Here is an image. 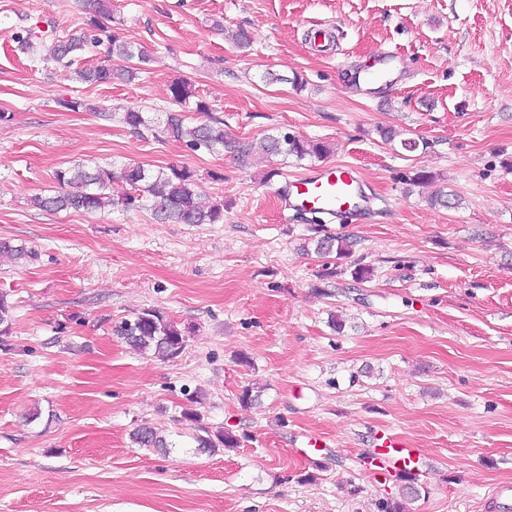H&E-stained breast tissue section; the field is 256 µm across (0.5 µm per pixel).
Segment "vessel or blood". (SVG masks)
<instances>
[{"instance_id":"1","label":"vessel or blood","mask_w":512,"mask_h":512,"mask_svg":"<svg viewBox=\"0 0 512 512\" xmlns=\"http://www.w3.org/2000/svg\"><path fill=\"white\" fill-rule=\"evenodd\" d=\"M366 197L357 170L346 164H327L287 181L284 211L338 218L361 208ZM377 453L389 465L418 470L420 453L405 441L385 435Z\"/></svg>"}]
</instances>
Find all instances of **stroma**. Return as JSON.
<instances>
[{"mask_svg": "<svg viewBox=\"0 0 512 512\" xmlns=\"http://www.w3.org/2000/svg\"><path fill=\"white\" fill-rule=\"evenodd\" d=\"M85 3L0 0V240L36 252L0 262L12 304L0 512H377L401 490L370 461L383 434L424 452L405 512H481L512 484V0H112L124 37L154 60L102 86L13 40L74 32ZM216 20L247 29L251 47L233 48ZM383 47L396 55L386 75L358 85ZM177 79L241 141L285 128L326 144L328 162L358 169L370 210L282 219L286 177L317 159L243 169L55 103L70 94L161 120ZM408 138L427 149L405 151ZM78 162L187 166L201 193L223 198L224 221L33 206ZM421 169L449 206L407 185ZM327 235L355 239L352 253L317 252ZM146 308L185 328L176 358L114 336ZM247 386L259 405L242 404ZM188 412L240 447L198 448ZM145 422L170 454L133 444Z\"/></svg>", "mask_w": 512, "mask_h": 512, "instance_id": "stroma-1", "label": "stroma"}]
</instances>
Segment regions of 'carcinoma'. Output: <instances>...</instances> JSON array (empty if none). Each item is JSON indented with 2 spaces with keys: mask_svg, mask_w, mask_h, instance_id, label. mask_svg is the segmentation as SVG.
Returning <instances> with one entry per match:
<instances>
[{
  "mask_svg": "<svg viewBox=\"0 0 512 512\" xmlns=\"http://www.w3.org/2000/svg\"><path fill=\"white\" fill-rule=\"evenodd\" d=\"M113 22L112 0H88V16L77 32L65 38L48 39L27 30L15 39L24 52L41 55L43 59L71 70L72 78L78 82L101 85L110 84L115 78L132 81L146 70L152 57L141 45L124 39L112 27ZM86 51L102 55V60L94 66L71 69L76 56ZM110 57L127 61L130 66L117 73L108 64ZM169 91L174 109L167 113L162 128L166 138L183 142L193 151L204 149L213 154L227 153L242 167L256 164L252 145L228 137L224 133L223 121L209 116L212 106L196 94L191 84L175 81ZM56 104L66 111L83 110L109 119L117 116L120 123L140 135L153 130L155 125L147 113L139 110L127 109L116 115L110 108L67 95L58 97ZM188 112H196L208 120L189 128L185 125ZM262 151L265 158L284 155L321 159L329 153V148L322 142L304 140L286 131L265 136ZM54 180L58 190L32 199L37 208L84 213L145 209L159 224H219L224 221V199L201 194L197 189L195 172L186 166L171 165L154 170L129 163L118 171L102 166L89 171L78 162L56 171ZM316 249L325 253L334 250L342 255L350 252V244L345 239L337 241L333 237H325L317 242ZM0 255L14 261L30 260L34 252L22 245L13 246L7 241H0ZM114 332L136 350L162 360L176 357L185 346L184 332L164 312L155 308L144 309L133 318L121 321ZM187 419L196 423L199 434L194 439L198 447L213 451L220 447L240 446L241 439L232 432L222 430L213 434L199 424L198 416L189 415ZM132 439L141 448H154L164 453L171 447L165 437L146 424L135 430Z\"/></svg>",
  "mask_w": 512,
  "mask_h": 512,
  "instance_id": "carcinoma-1",
  "label": "carcinoma"
}]
</instances>
